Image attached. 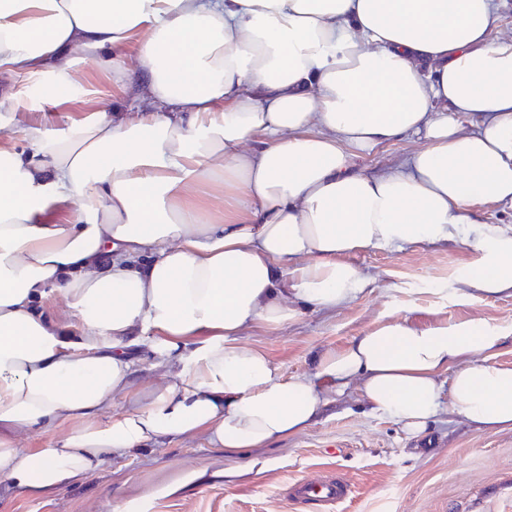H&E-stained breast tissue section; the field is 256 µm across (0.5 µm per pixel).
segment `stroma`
I'll return each mask as SVG.
<instances>
[{"label":"stroma","mask_w":512,"mask_h":512,"mask_svg":"<svg viewBox=\"0 0 512 512\" xmlns=\"http://www.w3.org/2000/svg\"><path fill=\"white\" fill-rule=\"evenodd\" d=\"M115 62L75 56L79 83L58 106L40 85L0 78V94L18 109L0 107V145L28 151L21 129L31 119L56 131L97 104L125 95L112 81L113 65L138 73L137 46L116 51ZM350 262L370 279L348 307L333 313L304 310L277 328L242 334L261 350L282 379L312 373L313 358L344 348L356 336L388 322L425 326L440 320L483 318L512 327V295L477 303L462 298L461 278L474 260L459 244L367 249ZM156 337L131 347L132 381L164 387L173 366L156 367ZM340 479L348 496L330 505L298 501L290 486L306 478ZM512 512V431L477 428L442 406L420 436L391 417L370 413L358 394L334 398L317 423L263 448L225 455L205 432L168 437L147 448L109 457L94 471L33 492L0 482V512Z\"/></svg>","instance_id":"obj_1"}]
</instances>
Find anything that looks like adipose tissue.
Wrapping results in <instances>:
<instances>
[{
	"label": "adipose tissue",
	"instance_id": "ef3b65f1",
	"mask_svg": "<svg viewBox=\"0 0 512 512\" xmlns=\"http://www.w3.org/2000/svg\"><path fill=\"white\" fill-rule=\"evenodd\" d=\"M505 0H0V73L60 89L74 53L143 32L125 86L150 111L100 108L58 135L23 127L30 154L0 168V482L48 489L152 440L206 431L228 450L295 436L358 390L370 412L423 432L442 403L512 429V368L490 358L512 328L390 323L282 380L242 331L357 299L369 248L454 242L474 255L473 299L512 294V36ZM471 119L463 127V119ZM413 136L398 166L355 152ZM223 192V210L188 197ZM79 207L65 223L50 209ZM61 292L70 336L39 306ZM154 331L175 381L100 424ZM83 428L31 453L11 435ZM478 220L483 224L512 225V207L500 203H486L476 207Z\"/></svg>",
	"mask_w": 512,
	"mask_h": 512
}]
</instances>
